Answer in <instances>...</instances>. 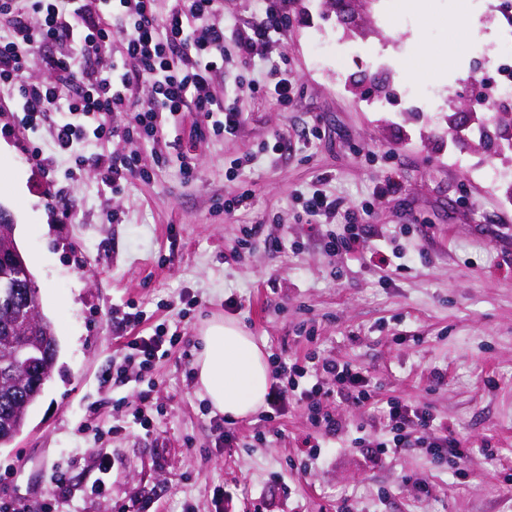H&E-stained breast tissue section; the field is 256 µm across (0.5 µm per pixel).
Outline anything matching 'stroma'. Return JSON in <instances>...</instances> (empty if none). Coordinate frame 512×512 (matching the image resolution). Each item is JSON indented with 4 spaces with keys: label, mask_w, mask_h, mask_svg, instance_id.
Segmentation results:
<instances>
[{
    "label": "stroma",
    "mask_w": 512,
    "mask_h": 512,
    "mask_svg": "<svg viewBox=\"0 0 512 512\" xmlns=\"http://www.w3.org/2000/svg\"><path fill=\"white\" fill-rule=\"evenodd\" d=\"M402 0H351L356 39L337 36L341 19L325 0H288L282 50L238 64L236 22L251 0H224V70L218 96H233L247 118L233 136L195 134L197 117L181 112L154 144L126 138L128 120L112 115L116 134L85 145V156H139L148 178L119 189L93 165L71 187L55 186L73 167L48 135L32 143L54 159L41 167L18 132L13 108H0V207L15 217V237L53 323L59 355L52 381L24 431L0 447V497L57 512H512V205L485 172L512 173V152L492 158L478 139L448 137V116L463 127L491 119L472 83L499 76L495 48L476 70L460 52L440 76L425 75L411 95L399 91L406 68L420 67L413 46L439 49L454 36L458 13L481 19L484 0H428L424 13ZM405 22L393 33L390 17ZM278 59L293 84L292 106L274 99L265 79ZM308 138H301L304 128ZM286 150L267 153L263 144ZM192 158V176L181 170ZM248 166L231 169L232 160ZM400 190L385 192L387 180ZM339 197L351 214L370 209L380 245L399 259L376 266L369 253L330 261L303 218L314 189ZM251 196L247 210L225 212V198ZM246 224L263 227L251 249L235 251ZM235 307H225L226 299ZM134 306L182 341L154 361L147 380L125 385L101 377L123 361L124 328L116 308ZM214 316L237 319L268 357L320 356L348 361L371 380L364 407L331 402L344 430L319 437L304 404L290 402L273 420L233 422L236 445L220 448L215 412L197 394V329ZM442 382H434V372ZM159 409L153 432L134 424L141 391ZM429 406L461 442L464 463L451 466L428 449L409 448L367 463L355 438H387L391 400ZM265 442H258V434ZM108 456L111 469L100 475ZM67 473L63 490L51 482ZM105 478L104 493L93 492Z\"/></svg>",
    "instance_id": "1"
}]
</instances>
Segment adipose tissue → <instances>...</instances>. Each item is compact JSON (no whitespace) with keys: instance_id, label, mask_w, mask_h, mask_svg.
<instances>
[{"instance_id":"adipose-tissue-1","label":"adipose tissue","mask_w":512,"mask_h":512,"mask_svg":"<svg viewBox=\"0 0 512 512\" xmlns=\"http://www.w3.org/2000/svg\"><path fill=\"white\" fill-rule=\"evenodd\" d=\"M456 36L440 50L419 45L417 54L426 70L447 69L470 34L466 16L455 21ZM201 349L195 360L198 392L225 419L240 420L255 414L265 404L271 379L267 355L254 336L237 320L216 317L200 330Z\"/></svg>"}]
</instances>
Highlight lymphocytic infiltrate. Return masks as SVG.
I'll use <instances>...</instances> for the list:
<instances>
[{
	"label": "lymphocytic infiltrate",
	"mask_w": 512,
	"mask_h": 512,
	"mask_svg": "<svg viewBox=\"0 0 512 512\" xmlns=\"http://www.w3.org/2000/svg\"><path fill=\"white\" fill-rule=\"evenodd\" d=\"M101 13H87L82 0H0V96L15 103L21 113L24 132L48 131L58 152L75 155L76 166L87 160L78 147L89 141L112 138L116 130L108 118L117 110L129 108L126 136L158 141L163 133V115L197 113L214 135H235L246 122L234 98H217L213 92L215 75L225 61L224 26L217 23L223 0H173L165 17L158 19L153 0H102ZM288 26L285 13L270 9L252 16L239 29L236 40L241 66L250 65L257 47L281 44ZM123 43L126 57L134 68L119 70L110 47L113 39ZM72 41L81 45L83 60L91 63L83 71L75 59L45 54L50 42ZM40 66L48 77L28 83L24 74ZM146 84L152 97L141 104L128 103L126 93ZM101 171L105 183L116 185L132 175L147 171L135 156H96L91 160ZM340 199L317 190L305 197L303 212L322 237L329 258L362 252L377 236L368 222L345 225L335 230ZM181 340L179 332L155 327L152 334L135 336L127 343L139 372L150 370L158 352ZM272 386L269 406L281 412L288 402H303L312 428L327 436L339 435L343 423L326 402L352 406L366 405L371 385L365 372L356 365L333 359L308 356L305 363L272 361ZM388 420L390 439L376 442L377 455L415 445L455 448L457 439L447 427L436 424L427 407H412L391 401Z\"/></svg>",
	"instance_id": "1"
}]
</instances>
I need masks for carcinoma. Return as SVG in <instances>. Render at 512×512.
<instances>
[{"label": "carcinoma", "mask_w": 512, "mask_h": 512, "mask_svg": "<svg viewBox=\"0 0 512 512\" xmlns=\"http://www.w3.org/2000/svg\"><path fill=\"white\" fill-rule=\"evenodd\" d=\"M15 240L0 231V447L11 444L28 423L31 409L51 380L57 356L40 358L38 387L17 374L5 376L4 360L16 345L36 354L44 346H58L52 322L40 311L39 290L25 261H16Z\"/></svg>", "instance_id": "cac0c4a2"}]
</instances>
